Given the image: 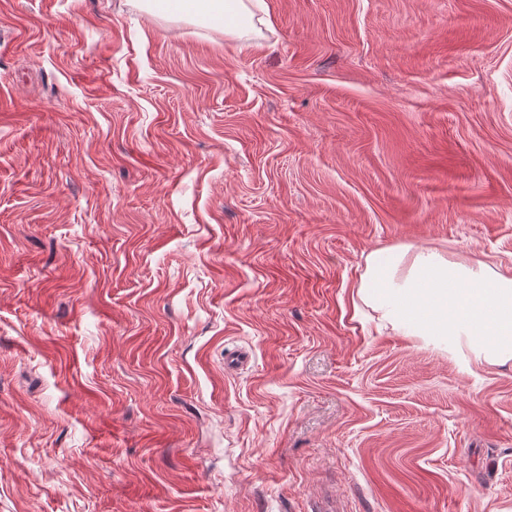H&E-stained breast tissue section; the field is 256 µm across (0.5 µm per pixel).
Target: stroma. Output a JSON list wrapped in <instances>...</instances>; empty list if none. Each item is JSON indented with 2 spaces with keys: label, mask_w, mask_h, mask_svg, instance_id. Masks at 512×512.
Instances as JSON below:
<instances>
[{
  "label": "stroma",
  "mask_w": 512,
  "mask_h": 512,
  "mask_svg": "<svg viewBox=\"0 0 512 512\" xmlns=\"http://www.w3.org/2000/svg\"><path fill=\"white\" fill-rule=\"evenodd\" d=\"M0 0V512H512V365L357 296L512 268V0ZM141 9L151 15L168 11L188 15L208 23L212 28L242 40L254 32L252 0H140Z\"/></svg>",
  "instance_id": "1"
}]
</instances>
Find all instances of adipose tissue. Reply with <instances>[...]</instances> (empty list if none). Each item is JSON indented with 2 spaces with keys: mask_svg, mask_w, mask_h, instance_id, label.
<instances>
[{
  "mask_svg": "<svg viewBox=\"0 0 512 512\" xmlns=\"http://www.w3.org/2000/svg\"><path fill=\"white\" fill-rule=\"evenodd\" d=\"M145 12L201 19L244 39L252 0H140ZM357 294L380 320L455 358L463 371L512 363V270L451 259L436 248L398 246L366 258Z\"/></svg>",
  "mask_w": 512,
  "mask_h": 512,
  "instance_id": "ef3b65f1",
  "label": "adipose tissue"
}]
</instances>
